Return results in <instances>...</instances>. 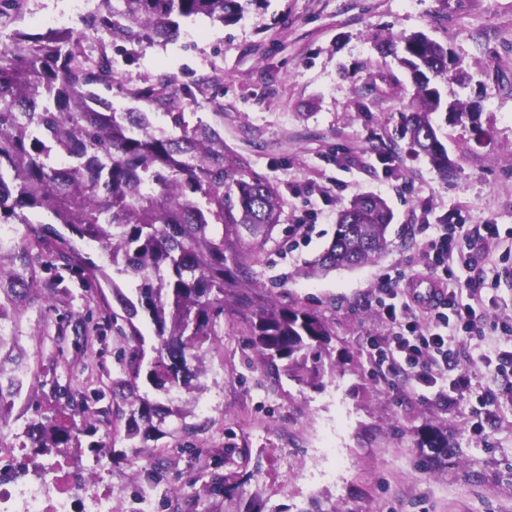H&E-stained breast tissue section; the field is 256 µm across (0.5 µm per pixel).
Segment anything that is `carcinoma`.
<instances>
[{"mask_svg": "<svg viewBox=\"0 0 512 512\" xmlns=\"http://www.w3.org/2000/svg\"><path fill=\"white\" fill-rule=\"evenodd\" d=\"M264 2L114 0L104 11L80 16L72 30H16L11 44L0 49V225H19L14 246L0 250V409L23 387L16 373L25 355L16 348L26 312L72 284L99 288L102 280L112 286L115 301L101 300L105 321H122L137 343L125 380L129 441L162 434L170 417L190 429L188 406L205 390L199 382L206 374L205 345L214 343L226 316L247 325L263 366L275 378L322 388L345 373L347 359L335 354L322 317L257 294L253 247L266 245L279 222L274 188L224 152L220 131L209 124L191 127L181 119L176 135L154 126L145 112L112 111L97 88L112 89L114 59L104 47L85 42L88 31L128 44L168 40L178 36L182 19L201 15L232 24L247 7ZM387 53L408 69L415 88L404 134L446 174L448 151L431 114L444 104L439 83L459 79L462 68L448 70V48L424 34L389 40ZM173 85V77L161 73L133 95L170 111L178 104ZM451 108L453 122L483 131L475 109L458 100ZM27 210L48 212L69 235L30 220ZM392 219L379 197L351 201L312 269L352 268L378 257L388 246ZM75 237L97 245L103 264L85 256ZM40 270L50 276H38ZM113 274L133 285L136 299L117 287ZM141 315L149 319L155 340L147 360L135 324ZM53 389L56 407L34 409L35 417L16 435L19 447L36 456H65L88 437L90 451L101 454L107 444L95 439L98 414H110L112 407L92 411L89 402L101 401L104 393L89 395L57 379ZM420 448L429 450L431 460L447 459L448 432L426 429ZM246 483L210 473L203 491L221 507L209 512H264L258 494L244 496Z\"/></svg>", "mask_w": 512, "mask_h": 512, "instance_id": "1", "label": "carcinoma"}]
</instances>
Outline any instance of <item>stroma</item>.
<instances>
[{"label":"stroma","instance_id":"stroma-1","mask_svg":"<svg viewBox=\"0 0 512 512\" xmlns=\"http://www.w3.org/2000/svg\"><path fill=\"white\" fill-rule=\"evenodd\" d=\"M180 30L142 46L96 35L117 61L106 97L115 111L144 112L175 131L174 115L131 94L170 74L185 121L217 127L225 152L276 188L281 222L255 276L277 304L327 320L346 372L321 390L274 379L243 324L225 320L206 354L208 389L188 419L193 433L171 429L133 448L118 419L115 456L98 466L92 452L74 453L66 469L111 491L112 512H134L136 465L161 470L151 512H175L179 497L199 491L216 468L249 475L245 489L262 490L267 512H314L329 500L341 512H512V406H487L483 434L472 435L470 401L451 406L416 394L368 353L369 339L388 332L377 279L389 273L406 288L425 268L419 225L512 228V0H267L238 23L198 16ZM418 32L460 61L469 80L448 84L447 97L479 105L489 132L476 143L469 126L433 113L454 163L445 176L403 136L414 88L379 52L384 39ZM362 195L381 197L393 212L387 249L355 268L311 272L338 212ZM100 301L99 289L74 287L25 314L19 344L28 376L53 369L80 390L119 384L131 343L117 329L88 343L72 332L55 336L57 322L74 314L95 327ZM427 425L448 431L446 464H428L418 446Z\"/></svg>","mask_w":512,"mask_h":512}]
</instances>
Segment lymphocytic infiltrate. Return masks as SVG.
<instances>
[{"label": "lymphocytic infiltrate", "mask_w": 512, "mask_h": 512, "mask_svg": "<svg viewBox=\"0 0 512 512\" xmlns=\"http://www.w3.org/2000/svg\"><path fill=\"white\" fill-rule=\"evenodd\" d=\"M433 231L426 256L433 268L443 272L439 279L445 287L443 296L426 309L391 277L380 276L376 289L391 332L371 341L370 356L377 368L402 375L412 391L433 388L438 397L454 404L464 399L471 384L461 353L482 338L483 317L474 303L485 298L495 306L500 297L496 284L480 279L451 282L446 273L455 265H476L479 254L500 239L501 231L496 224H476L462 233L456 225L437 224ZM482 360L507 386L498 394H479L480 407L471 411L466 422L469 431L477 435L483 432L482 407L502 397L512 399V336L496 342Z\"/></svg>", "instance_id": "obj_1"}]
</instances>
